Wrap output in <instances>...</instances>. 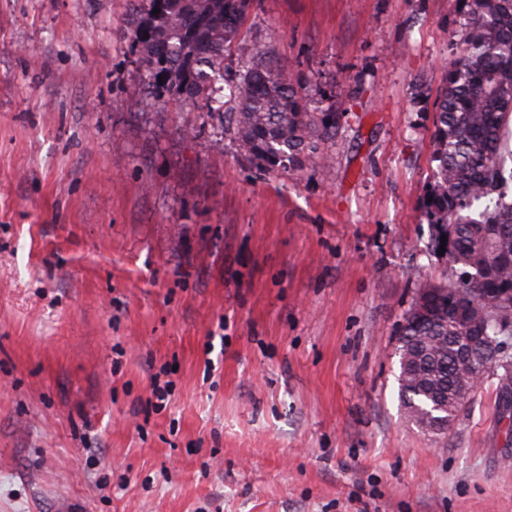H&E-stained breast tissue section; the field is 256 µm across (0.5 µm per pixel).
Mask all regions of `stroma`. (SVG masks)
<instances>
[{
  "mask_svg": "<svg viewBox=\"0 0 512 512\" xmlns=\"http://www.w3.org/2000/svg\"><path fill=\"white\" fill-rule=\"evenodd\" d=\"M457 20L251 0L225 87L265 46L339 122L330 166L271 167L131 96L129 0H0V512H512L496 378L438 438L397 399L450 273L421 204Z\"/></svg>",
  "mask_w": 512,
  "mask_h": 512,
  "instance_id": "obj_1",
  "label": "stroma"
}]
</instances>
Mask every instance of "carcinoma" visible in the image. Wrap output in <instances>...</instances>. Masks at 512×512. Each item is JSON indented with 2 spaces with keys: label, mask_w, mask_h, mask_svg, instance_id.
<instances>
[{
  "label": "carcinoma",
  "mask_w": 512,
  "mask_h": 512,
  "mask_svg": "<svg viewBox=\"0 0 512 512\" xmlns=\"http://www.w3.org/2000/svg\"><path fill=\"white\" fill-rule=\"evenodd\" d=\"M251 0H136L134 50L150 82L132 90L142 97L168 93L201 100L222 117L224 131L266 165L327 167L332 157L320 143L336 136V113L317 116L302 111L296 87L300 78L273 59L266 47L255 49L241 81L228 90L225 53L237 38ZM460 28L450 40V57L435 101L433 178L424 203L427 223L447 237L445 254L454 277L441 287L459 288L477 299L491 322L512 326V304L493 301L488 288L512 289V150L506 130L512 124V0H457ZM160 13L153 14L154 8ZM229 111H224V105ZM460 330L448 322V306L424 323L405 321L399 349L423 338H442L422 369L435 389L448 395V412L432 418L434 400L416 378L400 369L398 396L408 419L441 436L458 417L463 397V369L454 359L453 337ZM497 394L512 389V354L496 366Z\"/></svg>",
  "instance_id": "obj_1"
}]
</instances>
